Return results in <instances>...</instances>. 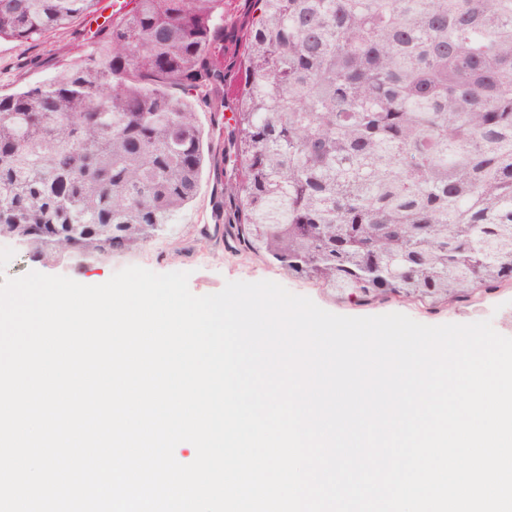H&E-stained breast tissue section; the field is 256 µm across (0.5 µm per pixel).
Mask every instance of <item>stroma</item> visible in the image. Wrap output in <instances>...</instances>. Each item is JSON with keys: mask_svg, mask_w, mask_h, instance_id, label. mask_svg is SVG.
Returning a JSON list of instances; mask_svg holds the SVG:
<instances>
[{"mask_svg": "<svg viewBox=\"0 0 512 512\" xmlns=\"http://www.w3.org/2000/svg\"><path fill=\"white\" fill-rule=\"evenodd\" d=\"M83 53L69 29L25 42L1 40L0 95L48 81ZM223 183L220 169L207 164L196 199L163 232L128 252L80 267L70 259L47 265L33 262L25 250L19 248L4 274L18 277L38 271L98 285L116 271L137 265L156 273L189 272V289L198 296L219 292L229 281L269 280L294 294L309 297L321 308L337 315L365 317L401 313L426 325L488 320L499 334L512 337V285L507 283L474 290L449 303L420 302L388 295L356 304L312 281L285 274L275 263L244 249L228 224L216 218L213 201L221 194Z\"/></svg>", "mask_w": 512, "mask_h": 512, "instance_id": "35a3bbf8", "label": "stroma"}]
</instances>
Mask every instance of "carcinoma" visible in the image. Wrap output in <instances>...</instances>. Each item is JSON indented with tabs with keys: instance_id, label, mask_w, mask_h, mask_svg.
Returning <instances> with one entry per match:
<instances>
[{
	"instance_id": "obj_1",
	"label": "carcinoma",
	"mask_w": 512,
	"mask_h": 512,
	"mask_svg": "<svg viewBox=\"0 0 512 512\" xmlns=\"http://www.w3.org/2000/svg\"><path fill=\"white\" fill-rule=\"evenodd\" d=\"M100 0H0V40L99 18ZM224 99V0H127L93 50L0 95V232L34 262L96 261L162 231L224 127L243 246L364 300L512 282V0H250ZM193 104L194 112H196L198 125L200 126L205 140L209 141L210 146L213 147V157L215 160L221 159L222 142L219 132L214 123L213 114L209 108L203 103L202 100L196 98H189Z\"/></svg>"
}]
</instances>
